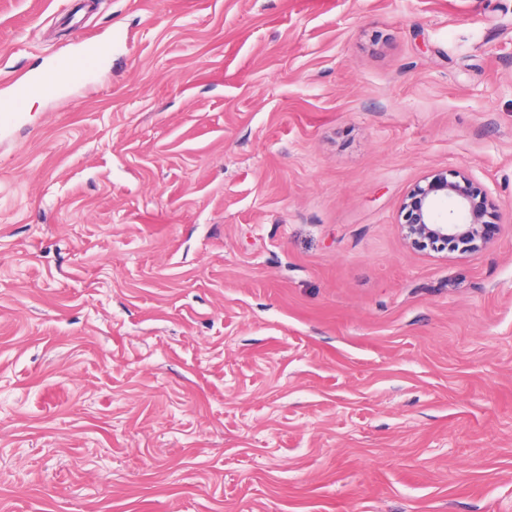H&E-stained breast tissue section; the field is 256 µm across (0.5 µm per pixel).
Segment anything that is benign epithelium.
I'll return each mask as SVG.
<instances>
[{
	"label": "benign epithelium",
	"mask_w": 512,
	"mask_h": 512,
	"mask_svg": "<svg viewBox=\"0 0 512 512\" xmlns=\"http://www.w3.org/2000/svg\"><path fill=\"white\" fill-rule=\"evenodd\" d=\"M452 209L444 213V205ZM487 193L462 171H435L425 184L404 199L400 224L409 245L430 250L475 254L490 241L495 225L488 223Z\"/></svg>",
	"instance_id": "1"
}]
</instances>
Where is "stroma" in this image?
<instances>
[{
	"mask_svg": "<svg viewBox=\"0 0 512 512\" xmlns=\"http://www.w3.org/2000/svg\"><path fill=\"white\" fill-rule=\"evenodd\" d=\"M91 42L0 112V512H512V0H0V100ZM105 49L106 47L103 44H94L83 55L65 59L60 68L57 63L55 66L57 76L55 84L24 76L19 77L13 83L14 92L8 99L7 110L3 112H12L13 114L23 112L26 99L35 91L43 90L44 92L51 90L58 83L83 80L94 62L104 56ZM452 209L444 213V205ZM490 213V215H489ZM487 193L462 171H435L404 199L400 224L416 250L475 254L490 241L495 224Z\"/></svg>",
	"mask_w": 512,
	"mask_h": 512,
	"instance_id": "35a3bbf8",
	"label": "stroma"
}]
</instances>
